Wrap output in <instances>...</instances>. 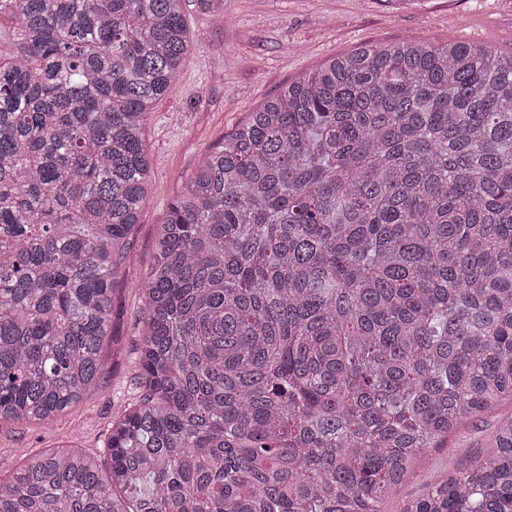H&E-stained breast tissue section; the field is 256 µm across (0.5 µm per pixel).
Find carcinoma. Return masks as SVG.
<instances>
[{"label": "carcinoma", "instance_id": "1", "mask_svg": "<svg viewBox=\"0 0 512 512\" xmlns=\"http://www.w3.org/2000/svg\"><path fill=\"white\" fill-rule=\"evenodd\" d=\"M180 2L0 0V426L100 378ZM142 292L107 470L25 453L0 512H384L512 399V55L407 38L288 83L201 158ZM405 512H512V417ZM512 415V402L499 403L481 421H467L421 459L401 488L384 503L385 512H403L406 503L418 496L440 473L465 469L473 457L487 455L499 422Z\"/></svg>", "mask_w": 512, "mask_h": 512}]
</instances>
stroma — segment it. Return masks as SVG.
Masks as SVG:
<instances>
[{
  "instance_id": "35a3bbf8",
  "label": "stroma",
  "mask_w": 512,
  "mask_h": 512,
  "mask_svg": "<svg viewBox=\"0 0 512 512\" xmlns=\"http://www.w3.org/2000/svg\"><path fill=\"white\" fill-rule=\"evenodd\" d=\"M184 8L194 43L175 89L146 117L153 177L129 236L131 258L112 297L103 379L83 403L51 423L0 426L2 477L20 466L23 452L73 441L104 457L113 419L138 395L134 358L144 326L141 283L156 228L201 157L250 112L293 79L365 44L412 37L512 51V0H224L220 21L196 0H185ZM510 417L512 402L505 401L482 420L463 423L427 452L385 502L384 512H404L435 476L465 469L473 457L488 454L499 422Z\"/></svg>"
}]
</instances>
